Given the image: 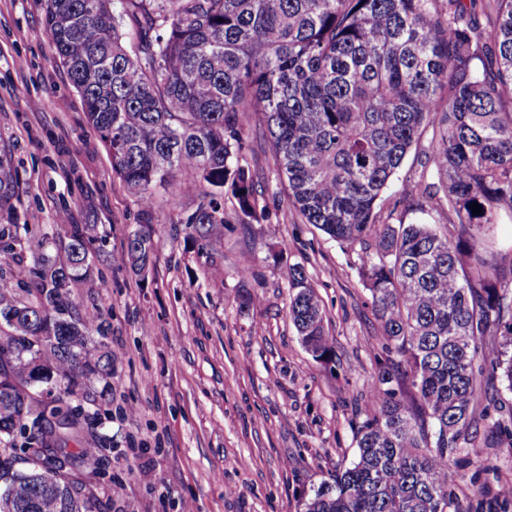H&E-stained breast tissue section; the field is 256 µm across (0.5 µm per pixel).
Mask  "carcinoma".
<instances>
[{"mask_svg":"<svg viewBox=\"0 0 512 512\" xmlns=\"http://www.w3.org/2000/svg\"><path fill=\"white\" fill-rule=\"evenodd\" d=\"M489 3L487 36L463 0H45L54 59L141 208L134 274L152 262L160 188L200 198L187 240L211 267L221 226L259 219L253 133L297 216L360 246L392 358L369 388L355 459L302 512H484L481 499L459 505L451 463L476 447L482 383L512 392V254L486 251L512 218V0ZM429 123L434 182L399 174ZM394 180V204L433 222L380 221ZM19 189L0 149V487L11 512H99L77 477L107 441L68 448L84 421L71 397L112 379L109 324L74 296L97 287V225L52 226L28 257ZM290 284L299 340L326 362L320 299L301 269Z\"/></svg>","mask_w":512,"mask_h":512,"instance_id":"carcinoma-1","label":"carcinoma"}]
</instances>
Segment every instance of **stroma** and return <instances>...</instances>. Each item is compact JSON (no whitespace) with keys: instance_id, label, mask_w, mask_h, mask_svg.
Segmentation results:
<instances>
[{"instance_id":"1","label":"stroma","mask_w":512,"mask_h":512,"mask_svg":"<svg viewBox=\"0 0 512 512\" xmlns=\"http://www.w3.org/2000/svg\"><path fill=\"white\" fill-rule=\"evenodd\" d=\"M43 17L44 0H0V147L21 178L22 221L53 224L64 213L98 225L107 254L96 269L101 295H76L111 326L112 383L94 385L84 430L112 445L81 480L101 512H181L187 503L196 512H299L354 459L365 394L385 358L359 247L295 216L254 141L246 159L265 218L225 225L218 272L185 241L197 197L161 194L153 264L145 280L131 277L126 243L140 207L54 61ZM294 267L322 301L330 362L313 359L288 317ZM486 407L482 454L454 485L463 505L512 482V441L492 430L512 393L497 390Z\"/></svg>"}]
</instances>
